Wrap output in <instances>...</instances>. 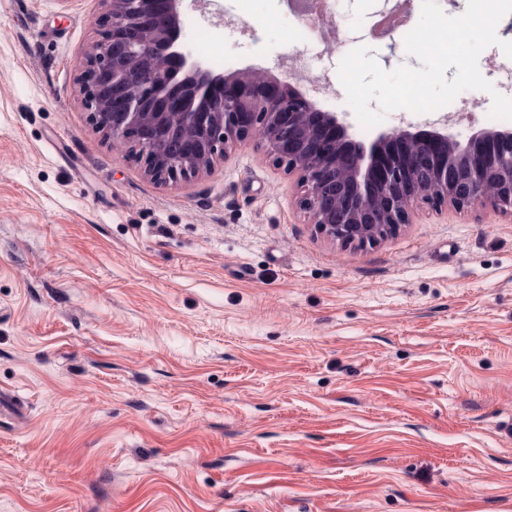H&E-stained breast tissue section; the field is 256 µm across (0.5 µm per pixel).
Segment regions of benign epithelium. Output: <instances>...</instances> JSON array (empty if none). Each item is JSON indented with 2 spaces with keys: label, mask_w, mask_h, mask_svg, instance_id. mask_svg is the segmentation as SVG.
Wrapping results in <instances>:
<instances>
[{
  "label": "benign epithelium",
  "mask_w": 512,
  "mask_h": 512,
  "mask_svg": "<svg viewBox=\"0 0 512 512\" xmlns=\"http://www.w3.org/2000/svg\"><path fill=\"white\" fill-rule=\"evenodd\" d=\"M106 2V32L80 75L82 101L156 182L188 181L256 139L275 165L298 175L300 207L316 230L346 245L370 229L396 232L419 201L488 206L512 218L511 129H481L462 143L439 119L366 144L299 80L255 67L224 75L183 51L184 0ZM421 170L428 181L412 178Z\"/></svg>",
  "instance_id": "benign-epithelium-1"
}]
</instances>
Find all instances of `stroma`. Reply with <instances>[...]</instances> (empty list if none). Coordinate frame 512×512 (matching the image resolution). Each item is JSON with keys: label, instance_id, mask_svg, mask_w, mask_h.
I'll return each mask as SVG.
<instances>
[{"label": "stroma", "instance_id": "obj_1", "mask_svg": "<svg viewBox=\"0 0 512 512\" xmlns=\"http://www.w3.org/2000/svg\"><path fill=\"white\" fill-rule=\"evenodd\" d=\"M397 7L338 0L326 54L283 0H184L182 42L419 67L374 32ZM107 10L0 0V512H512V219L421 202L345 246L253 141L157 183L82 102ZM320 106L365 143L426 120Z\"/></svg>", "mask_w": 512, "mask_h": 512}]
</instances>
